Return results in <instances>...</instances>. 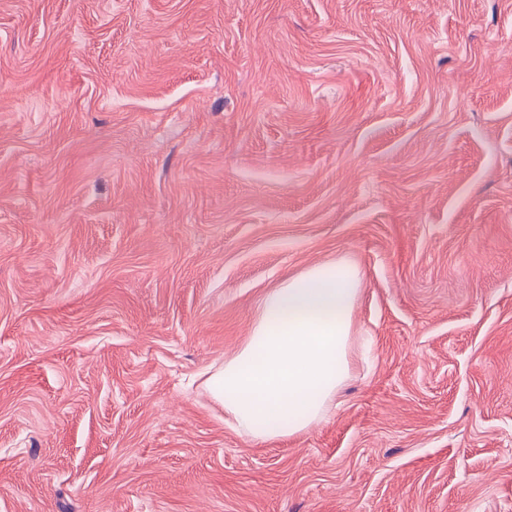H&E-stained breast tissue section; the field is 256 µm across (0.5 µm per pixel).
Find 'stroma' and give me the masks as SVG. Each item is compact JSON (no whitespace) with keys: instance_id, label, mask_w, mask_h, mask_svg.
Returning a JSON list of instances; mask_svg holds the SVG:
<instances>
[{"instance_id":"obj_1","label":"stroma","mask_w":512,"mask_h":512,"mask_svg":"<svg viewBox=\"0 0 512 512\" xmlns=\"http://www.w3.org/2000/svg\"><path fill=\"white\" fill-rule=\"evenodd\" d=\"M340 259L249 441L204 374ZM0 512H512V0H0ZM358 268L312 266L268 292L246 345L208 387L240 433L271 440L322 419L348 373Z\"/></svg>"}]
</instances>
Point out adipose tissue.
<instances>
[{
  "label": "adipose tissue",
  "instance_id": "ef3b65f1",
  "mask_svg": "<svg viewBox=\"0 0 512 512\" xmlns=\"http://www.w3.org/2000/svg\"><path fill=\"white\" fill-rule=\"evenodd\" d=\"M358 268L312 266L268 292L246 345L209 377L215 400L252 440L307 430L348 373Z\"/></svg>",
  "mask_w": 512,
  "mask_h": 512
}]
</instances>
